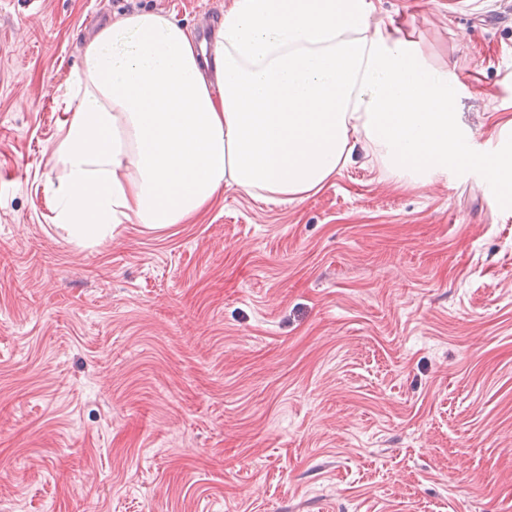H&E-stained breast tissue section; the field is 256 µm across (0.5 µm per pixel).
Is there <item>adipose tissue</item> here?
I'll return each mask as SVG.
<instances>
[{"label": "adipose tissue", "mask_w": 512, "mask_h": 512, "mask_svg": "<svg viewBox=\"0 0 512 512\" xmlns=\"http://www.w3.org/2000/svg\"><path fill=\"white\" fill-rule=\"evenodd\" d=\"M47 193L71 242L119 224H185L226 186L271 202L318 191L354 148L399 182L471 163L512 178V155L473 157L446 69L371 0H233L211 48L171 15L103 26L60 95Z\"/></svg>", "instance_id": "obj_1"}]
</instances>
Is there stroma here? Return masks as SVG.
Segmentation results:
<instances>
[{
    "mask_svg": "<svg viewBox=\"0 0 512 512\" xmlns=\"http://www.w3.org/2000/svg\"><path fill=\"white\" fill-rule=\"evenodd\" d=\"M448 68L470 154L512 150V0H372ZM231 0H0V512H512V202L363 150L288 203L79 246L60 87L94 32Z\"/></svg>",
    "mask_w": 512,
    "mask_h": 512,
    "instance_id": "1",
    "label": "stroma"
}]
</instances>
